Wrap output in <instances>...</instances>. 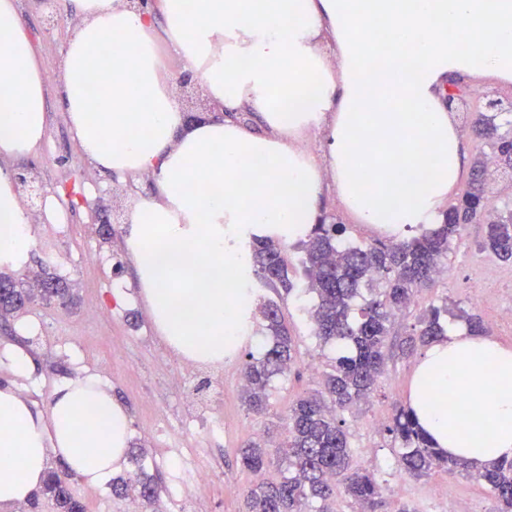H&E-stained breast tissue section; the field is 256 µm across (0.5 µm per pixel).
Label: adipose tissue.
<instances>
[{
  "instance_id": "obj_1",
  "label": "adipose tissue",
  "mask_w": 512,
  "mask_h": 512,
  "mask_svg": "<svg viewBox=\"0 0 512 512\" xmlns=\"http://www.w3.org/2000/svg\"><path fill=\"white\" fill-rule=\"evenodd\" d=\"M74 2L61 104L96 168L153 176L123 246L157 332L195 362H223L252 331L250 293L224 285L251 235L305 238L328 189L388 237L440 223L468 166L450 85L512 82V0ZM172 59L200 79L209 115L187 119ZM45 112L34 42L17 0H0V262L15 269L33 239L11 162L39 147ZM315 131L316 153L302 144ZM408 405L449 455L512 459V347L449 328L419 357ZM129 440L127 411L97 379L62 383L45 413L0 385V512L42 486L49 455L98 486Z\"/></svg>"
}]
</instances>
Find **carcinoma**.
Instances as JSON below:
<instances>
[{
    "instance_id": "carcinoma-1",
    "label": "carcinoma",
    "mask_w": 512,
    "mask_h": 512,
    "mask_svg": "<svg viewBox=\"0 0 512 512\" xmlns=\"http://www.w3.org/2000/svg\"><path fill=\"white\" fill-rule=\"evenodd\" d=\"M471 133L496 146L495 161L480 154L471 170L468 188L448 207L442 223L413 231L402 240L356 243L346 240V227L331 221L314 225L298 242L306 277L298 288L288 276V245L254 235L249 240L250 264L259 284L284 296L295 294L307 315L313 336L322 345L335 346L317 388L298 397L288 408L287 435L276 447L260 440L241 449L243 466L261 480L246 495V512H333L331 502L348 499L352 512H376L387 480L353 462L348 414L368 402L390 357H410L445 335L449 317L481 333L478 315L448 298L431 304L415 316L405 336L394 330L397 317L410 313L417 294L434 285L461 238V220L489 209L486 185L491 172H512V113L487 116L480 112ZM476 248L501 262H512V207L495 210L485 224ZM38 277L50 288V297L71 300L67 280L46 264ZM11 291L0 294V320L22 312L20 303L31 294L25 280L0 270V283ZM253 323L264 333L266 347L260 356L248 352L242 363L245 401L253 412L270 411L271 383L297 363L298 338L288 328L281 306L273 300L256 304ZM395 455L396 471L416 479L436 472L464 473L480 483L496 502L494 512H512V459L480 467L452 458L436 448L418 424L410 407L395 409L385 424ZM286 463L276 480L265 478L272 457ZM72 475L49 471L41 494L56 512H85L70 488ZM112 495L132 496L152 504L159 497L154 477L138 469L127 478L112 481Z\"/></svg>"
}]
</instances>
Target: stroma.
I'll return each mask as SVG.
<instances>
[{"label":"stroma","instance_id":"obj_1","mask_svg":"<svg viewBox=\"0 0 512 512\" xmlns=\"http://www.w3.org/2000/svg\"><path fill=\"white\" fill-rule=\"evenodd\" d=\"M20 18L29 29L44 64L47 88L46 127L39 151L15 162L16 171L32 172L45 190L56 193L66 227L40 216V199L26 201L32 214L34 241L29 270L51 263L74 292L66 306L36 303L11 319L0 330V352L16 349L36 365L32 374L19 375L8 363H0V383L13 382L19 394L39 411H47L56 387L67 380L93 377L109 386L127 409L131 439L142 448L144 463L160 486L154 512H176L184 497H193L197 512H245L244 495L254 476L240 464L239 450L247 441L266 432L281 433L290 403L315 388L309 362L324 358L310 336L303 312L293 301L282 302L283 315L299 338L300 355L287 377L273 392L272 410L259 416L247 410L240 386L242 352L231 354L224 364H194L192 372L162 368L169 353L149 319L137 284L128 271L114 273L116 262L125 261L121 231L129 209L139 194L149 191L153 177L141 175L126 182L101 173L87 162L74 140L68 115L56 95L64 41L79 17L72 0H20ZM455 108L461 126H468L482 108L483 92L512 101V84L490 87L482 80L460 82ZM114 224L111 241L97 233L102 218ZM481 225H469L448 256V272L436 287L418 294L416 310L440 298L471 309L485 325L486 335L512 346V321L498 312L512 310V265L478 253ZM97 253V264L83 261ZM416 358L390 360L369 405L349 421L356 463L384 471L389 489L383 512H395L398 503L411 501L420 512H442L453 501L457 512H490L492 500L485 488L463 475L442 472L414 479L396 473L393 451L383 432L393 407L406 404ZM204 409L193 426H185L187 398ZM223 427L213 430L214 420ZM206 468L210 484L189 487L182 470Z\"/></svg>","mask_w":512,"mask_h":512}]
</instances>
